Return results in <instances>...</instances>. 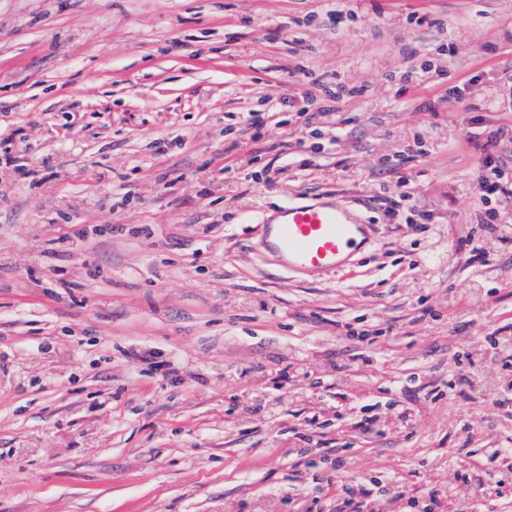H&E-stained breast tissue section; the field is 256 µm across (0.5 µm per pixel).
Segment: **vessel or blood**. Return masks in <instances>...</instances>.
<instances>
[{"instance_id": "b4317fda", "label": "vessel or blood", "mask_w": 512, "mask_h": 512, "mask_svg": "<svg viewBox=\"0 0 512 512\" xmlns=\"http://www.w3.org/2000/svg\"><path fill=\"white\" fill-rule=\"evenodd\" d=\"M370 241V225L338 198L288 203L265 223L261 247L285 269L316 277L347 266Z\"/></svg>"}]
</instances>
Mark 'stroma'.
<instances>
[{
	"mask_svg": "<svg viewBox=\"0 0 512 512\" xmlns=\"http://www.w3.org/2000/svg\"><path fill=\"white\" fill-rule=\"evenodd\" d=\"M502 125L512 0H0V512H328L342 484L425 512L452 477L447 512H512V252L474 180ZM411 132L425 223L386 213ZM328 196L369 251L282 270L266 218Z\"/></svg>",
	"mask_w": 512,
	"mask_h": 512,
	"instance_id": "obj_1",
	"label": "stroma"
}]
</instances>
